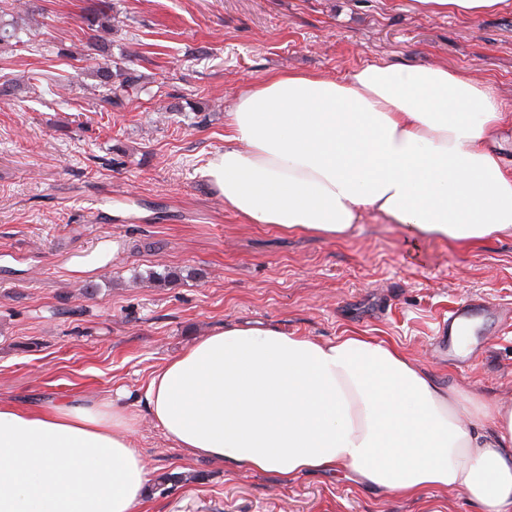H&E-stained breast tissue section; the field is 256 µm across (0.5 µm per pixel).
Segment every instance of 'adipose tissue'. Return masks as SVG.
Listing matches in <instances>:
<instances>
[{
	"label": "adipose tissue",
	"instance_id": "obj_1",
	"mask_svg": "<svg viewBox=\"0 0 512 512\" xmlns=\"http://www.w3.org/2000/svg\"><path fill=\"white\" fill-rule=\"evenodd\" d=\"M414 6L472 20L512 0ZM511 109L423 62L276 72L243 88L205 176L251 224L333 237L370 211L412 243L489 238L512 229V171L493 148ZM144 407L173 447L284 483L348 469L402 497L456 489L481 512H512V404L460 396L369 336L220 326L154 372ZM136 423L119 392L0 403V512H137L149 470Z\"/></svg>",
	"mask_w": 512,
	"mask_h": 512
}]
</instances>
